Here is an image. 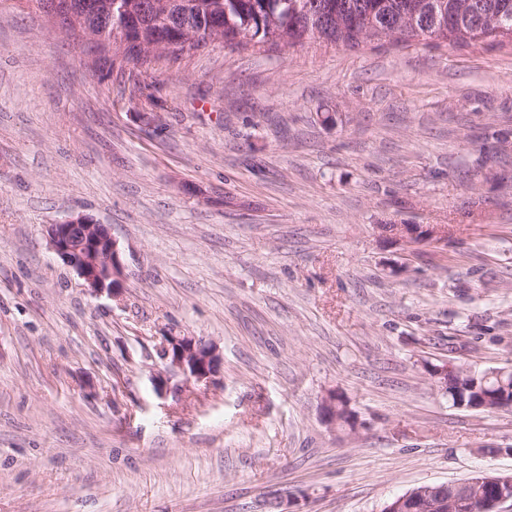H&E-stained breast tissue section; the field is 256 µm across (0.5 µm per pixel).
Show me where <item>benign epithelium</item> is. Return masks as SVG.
<instances>
[{
	"mask_svg": "<svg viewBox=\"0 0 512 512\" xmlns=\"http://www.w3.org/2000/svg\"><path fill=\"white\" fill-rule=\"evenodd\" d=\"M399 235L410 238H435L437 232L414 224L396 226ZM47 234L54 254L72 268L91 292L118 298L126 279L125 265L112 228L78 215L61 224L48 226ZM160 361L175 375L197 383L216 384L220 358L206 340L170 332L157 347ZM462 367L446 361L431 369L437 390L448 382V375ZM512 503V474L477 472L465 483L437 488L423 486L390 499L382 512H501L500 506Z\"/></svg>",
	"mask_w": 512,
	"mask_h": 512,
	"instance_id": "benign-epithelium-1",
	"label": "benign epithelium"
}]
</instances>
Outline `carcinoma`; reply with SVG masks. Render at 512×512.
Here are the masks:
<instances>
[{"instance_id": "1", "label": "carcinoma", "mask_w": 512, "mask_h": 512, "mask_svg": "<svg viewBox=\"0 0 512 512\" xmlns=\"http://www.w3.org/2000/svg\"><path fill=\"white\" fill-rule=\"evenodd\" d=\"M132 11L127 45L112 50L119 71L145 66L135 41L184 28L224 29V44L301 45L323 40L358 47L397 37H420L456 44L473 41L512 43V0H125ZM512 396V368L477 370L448 377L443 396L454 408L483 411L503 407Z\"/></svg>"}]
</instances>
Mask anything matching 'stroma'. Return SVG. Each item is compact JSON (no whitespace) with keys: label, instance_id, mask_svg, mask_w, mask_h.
Instances as JSON below:
<instances>
[{"label":"stroma","instance_id":"35a3bbf8","mask_svg":"<svg viewBox=\"0 0 512 512\" xmlns=\"http://www.w3.org/2000/svg\"><path fill=\"white\" fill-rule=\"evenodd\" d=\"M77 214L121 299L51 250ZM169 331L219 384L156 393ZM448 360L512 366L511 44L214 43L130 77L0 0V512H381L512 473V407H450ZM54 254L72 268L92 293L119 298L126 279L125 265L112 228L78 215L48 226Z\"/></svg>","mask_w":512,"mask_h":512}]
</instances>
